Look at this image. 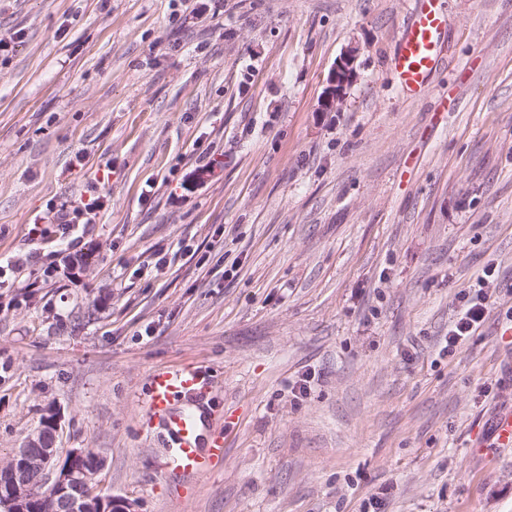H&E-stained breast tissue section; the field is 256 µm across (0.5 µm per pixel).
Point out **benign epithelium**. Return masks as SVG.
<instances>
[{
	"mask_svg": "<svg viewBox=\"0 0 512 512\" xmlns=\"http://www.w3.org/2000/svg\"><path fill=\"white\" fill-rule=\"evenodd\" d=\"M356 56V49L350 48L339 57L328 77L319 111L341 109L346 90L355 79ZM59 421L57 410H47L43 426L0 464V506L5 512H27L39 485L54 490L46 499L45 512H139L137 503L128 498L95 496L90 483L103 460L94 458V466L89 470L76 468L73 462L86 458L88 449L57 448ZM62 452L69 456V462L60 458Z\"/></svg>",
	"mask_w": 512,
	"mask_h": 512,
	"instance_id": "1",
	"label": "benign epithelium"
}]
</instances>
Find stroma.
Segmentation results:
<instances>
[{
	"instance_id": "35a3bbf8",
	"label": "stroma",
	"mask_w": 512,
	"mask_h": 512,
	"mask_svg": "<svg viewBox=\"0 0 512 512\" xmlns=\"http://www.w3.org/2000/svg\"><path fill=\"white\" fill-rule=\"evenodd\" d=\"M0 0V462L47 409L139 512H512V0ZM357 76L318 105L340 55ZM101 197L63 235L50 205ZM90 254L73 277L69 259ZM492 269L484 323L443 348ZM485 275V274H484ZM214 386L164 467L153 374ZM412 20L402 36L394 70L402 88L419 95L438 64L437 47L445 26L438 0H416ZM499 448L512 447V410L498 413L494 421V435Z\"/></svg>"
}]
</instances>
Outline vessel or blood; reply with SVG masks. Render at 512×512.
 <instances>
[{
  "instance_id": "obj_1",
  "label": "vessel or blood",
  "mask_w": 512,
  "mask_h": 512,
  "mask_svg": "<svg viewBox=\"0 0 512 512\" xmlns=\"http://www.w3.org/2000/svg\"><path fill=\"white\" fill-rule=\"evenodd\" d=\"M444 26L438 0H417L394 62L398 81L408 92L418 95L425 91L427 78L438 64L437 47ZM209 390L204 371L194 366L161 371L152 379L148 411L173 444L168 461L172 470L199 473L213 452L206 436L211 421L199 405ZM494 436L498 447H512V410L498 413Z\"/></svg>"
}]
</instances>
